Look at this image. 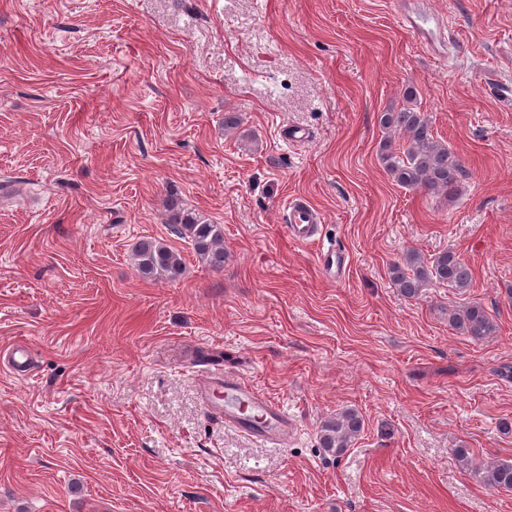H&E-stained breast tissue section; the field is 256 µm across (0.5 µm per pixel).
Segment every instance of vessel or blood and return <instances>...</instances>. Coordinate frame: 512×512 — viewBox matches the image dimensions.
<instances>
[{
    "instance_id": "vessel-or-blood-1",
    "label": "vessel or blood",
    "mask_w": 512,
    "mask_h": 512,
    "mask_svg": "<svg viewBox=\"0 0 512 512\" xmlns=\"http://www.w3.org/2000/svg\"><path fill=\"white\" fill-rule=\"evenodd\" d=\"M283 222L292 240L307 244L316 241L321 216L307 200L295 198L287 203ZM317 260L322 274L334 281L343 278L349 263L347 255L333 247L320 249ZM201 398L225 424L258 441L280 443L292 431L287 411L241 377L222 373L205 376Z\"/></svg>"
}]
</instances>
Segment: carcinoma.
Returning <instances> with one entry per match:
<instances>
[{"label":"carcinoma","mask_w":512,"mask_h":512,"mask_svg":"<svg viewBox=\"0 0 512 512\" xmlns=\"http://www.w3.org/2000/svg\"><path fill=\"white\" fill-rule=\"evenodd\" d=\"M379 124L403 135L402 140H387L380 147V160L392 180L403 188L423 190L448 201L453 199L464 170L448 144L434 137L427 114L411 106L389 109L379 114ZM166 211L174 233L190 240L199 261L214 269L224 267V228L221 225L180 208L174 199L166 202ZM132 260L138 274L148 280H175L184 269L182 255L159 240L139 241L133 249ZM391 274L406 298L417 297L431 284L465 289L472 283L471 269L452 251L441 252L430 259L409 251L402 262L393 265ZM448 323L474 341H482L498 330L493 316L479 303L448 310ZM362 429L363 419L357 410L340 411L321 424L320 446L339 456L351 447ZM456 457L484 486L497 492H512V461L474 465L467 448L456 449Z\"/></svg>","instance_id":"cac0c4a2"}]
</instances>
